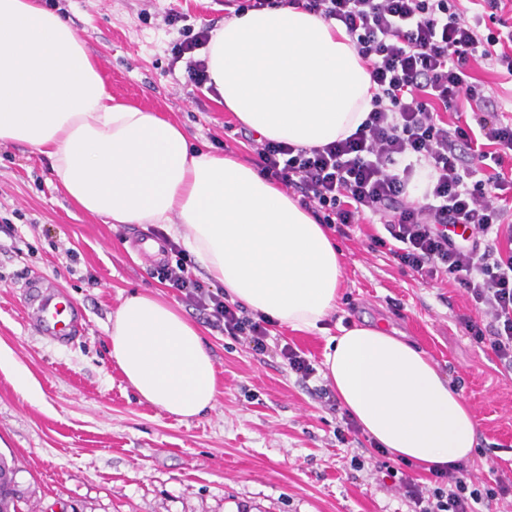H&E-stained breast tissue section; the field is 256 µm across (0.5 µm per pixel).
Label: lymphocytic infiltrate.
Returning a JSON list of instances; mask_svg holds the SVG:
<instances>
[{"label":"lymphocytic infiltrate","instance_id":"lymphocytic-infiltrate-1","mask_svg":"<svg viewBox=\"0 0 512 512\" xmlns=\"http://www.w3.org/2000/svg\"><path fill=\"white\" fill-rule=\"evenodd\" d=\"M285 2L342 23L377 91L367 119L345 139L312 148L261 142L253 160L259 174L298 194L320 223L382 224L369 250L401 272L463 289L475 308L458 319L464 335L512 369V249L499 246L503 237L512 242V179L505 172L512 117L496 108L470 124L442 118L461 102H482L469 81L471 62L512 76V25L499 15L503 0H470L496 12L488 31L482 14L466 16L460 0ZM422 162L432 183L411 200L407 186ZM169 250L158 279L226 335L265 354L268 319L210 289L180 245ZM399 485L413 512H480L512 497V482H478L457 466L431 469L426 484L404 473Z\"/></svg>","mask_w":512,"mask_h":512}]
</instances>
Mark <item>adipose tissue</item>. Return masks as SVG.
Wrapping results in <instances>:
<instances>
[{
    "mask_svg": "<svg viewBox=\"0 0 512 512\" xmlns=\"http://www.w3.org/2000/svg\"><path fill=\"white\" fill-rule=\"evenodd\" d=\"M217 101L258 138L321 147L353 134L375 92L343 25L274 0L215 29L201 54ZM0 143L53 162L58 188L114 224H162L226 295L294 330L337 308L325 227L252 166L193 149L158 113L115 101L73 27L39 0H0ZM110 354L146 402L181 420L215 407L214 361L168 302L124 297ZM325 377L375 443L425 468L470 458L474 415L414 344L374 327L329 337Z\"/></svg>",
    "mask_w": 512,
    "mask_h": 512,
    "instance_id": "obj_1",
    "label": "adipose tissue"
}]
</instances>
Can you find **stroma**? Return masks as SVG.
Here are the masks:
<instances>
[{
	"label": "stroma",
	"instance_id": "1",
	"mask_svg": "<svg viewBox=\"0 0 512 512\" xmlns=\"http://www.w3.org/2000/svg\"><path fill=\"white\" fill-rule=\"evenodd\" d=\"M62 15L96 59L116 101L160 113L192 145L249 162L258 139L204 87L190 83L172 48L183 25L217 28L224 0H42ZM182 22L169 23V12ZM363 224L334 235L343 267L338 305L325 331L276 325L317 375L302 381L276 350L254 354L224 335L150 273L164 257L156 224H112L78 209L57 189L52 162L31 148L0 145V453L15 458L19 512H411L378 464L366 434L346 445L342 414L313 393L323 385L327 336L380 325L421 349L459 392L476 421L462 466L487 482L512 480V371L473 344L457 323L466 295L403 274L369 252ZM62 287L82 312L85 333L51 342L31 325L26 284ZM160 296L201 330L218 381L217 403L181 421L143 401L110 357L106 332L131 291ZM24 368L37 395L22 392Z\"/></svg>",
	"mask_w": 512,
	"mask_h": 512
}]
</instances>
